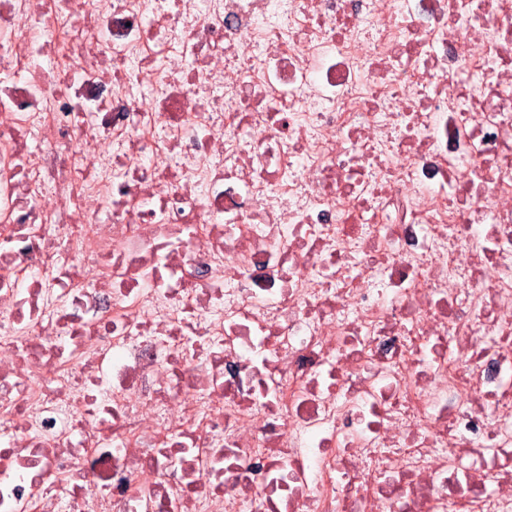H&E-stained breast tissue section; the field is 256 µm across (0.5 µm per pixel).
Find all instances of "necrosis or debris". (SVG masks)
<instances>
[{"label": "necrosis or debris", "mask_w": 512, "mask_h": 512, "mask_svg": "<svg viewBox=\"0 0 512 512\" xmlns=\"http://www.w3.org/2000/svg\"><path fill=\"white\" fill-rule=\"evenodd\" d=\"M0 512H512V0H0Z\"/></svg>", "instance_id": "obj_1"}]
</instances>
